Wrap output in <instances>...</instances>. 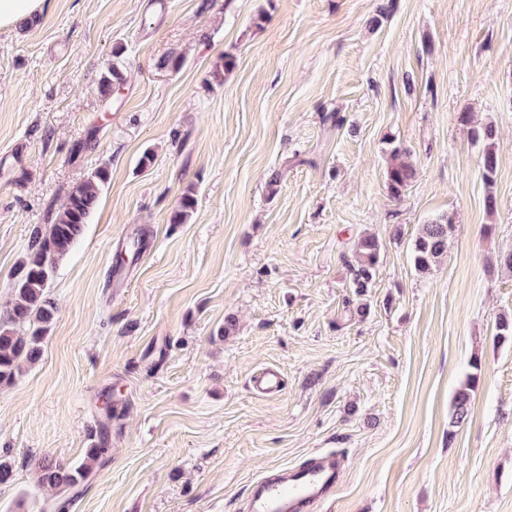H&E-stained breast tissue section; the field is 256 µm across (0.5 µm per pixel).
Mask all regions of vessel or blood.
Masks as SVG:
<instances>
[{"mask_svg": "<svg viewBox=\"0 0 512 512\" xmlns=\"http://www.w3.org/2000/svg\"><path fill=\"white\" fill-rule=\"evenodd\" d=\"M344 466L337 454L314 453L301 468L276 470L253 485L247 512H322Z\"/></svg>", "mask_w": 512, "mask_h": 512, "instance_id": "b4317fda", "label": "vessel or blood"}]
</instances>
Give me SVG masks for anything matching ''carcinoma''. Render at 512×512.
Here are the masks:
<instances>
[{"instance_id": "cac0c4a2", "label": "carcinoma", "mask_w": 512, "mask_h": 512, "mask_svg": "<svg viewBox=\"0 0 512 512\" xmlns=\"http://www.w3.org/2000/svg\"><path fill=\"white\" fill-rule=\"evenodd\" d=\"M123 81L121 72L111 66L101 76L100 91L108 97L115 85ZM458 121L470 127L473 141L483 144L482 179L492 186L498 168L495 151V127L491 124L472 125L469 113L462 112ZM416 176L414 166L404 150L398 146L389 149L386 171V189L393 198H401ZM109 179L108 167H100L75 186L66 202L57 213L47 234L36 235L29 257L16 270L14 299L6 316L0 318V384L14 381L22 366L33 365L41 355V343L56 315V305L50 297L48 282L56 265L69 255L83 233L85 224L98 207L101 187ZM196 204L192 192L183 194L178 208L173 211L170 223L183 224L193 212ZM455 230L452 218L442 214L422 225L421 232L412 244L415 269L420 273L429 271L440 258L446 255L448 240ZM381 244L377 236H361L355 247L354 263L350 264L351 283L357 295L372 287L375 267L379 260ZM476 378L472 377L455 393L452 400L451 424H464L471 412L472 392ZM109 453L103 444H94L86 450L84 461L77 466L61 462H44L39 466L38 482L58 492L74 488L88 479L93 465Z\"/></svg>"}]
</instances>
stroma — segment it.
Returning a JSON list of instances; mask_svg holds the SVG:
<instances>
[{
  "mask_svg": "<svg viewBox=\"0 0 512 512\" xmlns=\"http://www.w3.org/2000/svg\"><path fill=\"white\" fill-rule=\"evenodd\" d=\"M462 112L498 131L493 187ZM390 138L417 170L398 201ZM103 165L42 357L0 386V512H243L316 450L347 458L324 512H512V0H45L0 30V316ZM441 213L448 254L419 273ZM365 233L381 251L359 297ZM266 368L277 393L252 383ZM95 441L108 457L70 495L38 487L39 460ZM455 230L452 218L447 214L422 225L421 232L412 244V255L415 269L426 273L440 258L446 255L448 240ZM381 244L374 234L361 236L355 247L354 263L350 264L351 288L356 295H363L372 287L375 267L379 260ZM476 377H471L455 393L452 400V414L450 423L452 426L464 424L471 412L472 392L475 389Z\"/></svg>",
  "mask_w": 512,
  "mask_h": 512,
  "instance_id": "stroma-1",
  "label": "stroma"
}]
</instances>
